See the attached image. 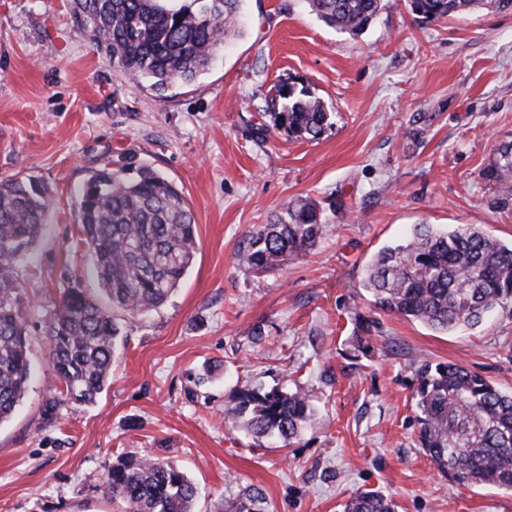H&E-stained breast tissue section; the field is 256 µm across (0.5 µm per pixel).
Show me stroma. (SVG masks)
Instances as JSON below:
<instances>
[{"mask_svg": "<svg viewBox=\"0 0 512 512\" xmlns=\"http://www.w3.org/2000/svg\"><path fill=\"white\" fill-rule=\"evenodd\" d=\"M242 36L195 82L157 98L80 35L67 0H0V178L32 175L50 224L21 268L33 376L0 424V512H117L99 477L117 456L169 459L224 512L228 478L264 490L269 512H343L372 488L396 512H512V490L453 487L419 448L415 369L454 362L512 388V316L437 333L374 309L363 269L416 224L480 227L512 243V208L481 176L512 142V15L430 22L383 0L352 36L307 0H243ZM325 104L316 140L274 130V87ZM147 164L184 192L195 262L159 309L124 317L112 378L92 406L45 423L57 384L43 321L65 290L97 294L77 197L101 167ZM311 199L332 230L305 256L255 275L238 254L286 203ZM373 319L354 358V318ZM302 388L315 415L288 448L253 445L226 418L238 385Z\"/></svg>", "mask_w": 512, "mask_h": 512, "instance_id": "stroma-1", "label": "stroma"}]
</instances>
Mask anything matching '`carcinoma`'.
<instances>
[{
    "label": "carcinoma",
    "instance_id": "carcinoma-1",
    "mask_svg": "<svg viewBox=\"0 0 512 512\" xmlns=\"http://www.w3.org/2000/svg\"><path fill=\"white\" fill-rule=\"evenodd\" d=\"M68 0L77 31L131 79L164 97L176 83L204 74L239 34L242 0ZM327 26L364 32L382 0H308ZM424 21L487 9L512 12V0H409ZM274 126L292 138L316 139L329 112L305 86L282 83L271 99ZM482 177L497 189L496 204L512 206V143L501 144ZM50 199L33 176L0 179V424L22 401L31 374L28 321L23 316L19 266L42 239ZM79 219L88 265L107 309L78 285L68 287L44 322L48 368L60 386L46 400L44 420L62 406L93 405L110 377L121 338L122 316L156 310L177 290L198 249L196 224L184 192L150 167L130 177L104 166L80 191ZM316 204L289 203L273 222L249 234L240 254L259 273L299 258L326 232ZM373 305L437 332L477 327L496 311L512 313V246L480 228L458 224L442 231L414 225L403 242L382 248L365 270ZM351 347L373 353L370 320L355 316ZM416 437L419 447L452 486L512 489V390L455 363H425L416 370ZM228 413L243 422L254 443L290 446L310 421L307 396L287 386L242 385L229 396ZM124 512H193L198 487L170 460L118 456L102 478ZM264 491L253 485L224 499V512H265ZM344 512H395L375 490H360Z\"/></svg>",
    "mask_w": 512,
    "mask_h": 512
}]
</instances>
